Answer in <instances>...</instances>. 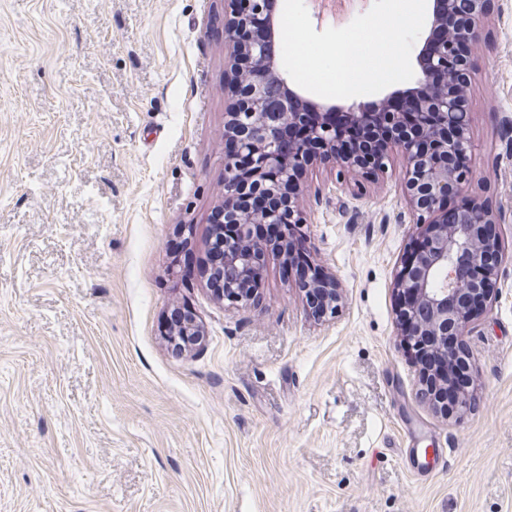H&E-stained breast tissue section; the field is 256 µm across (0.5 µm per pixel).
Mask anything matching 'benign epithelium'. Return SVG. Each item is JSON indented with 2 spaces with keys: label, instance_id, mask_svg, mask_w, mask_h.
<instances>
[{
  "label": "benign epithelium",
  "instance_id": "benign-epithelium-1",
  "mask_svg": "<svg viewBox=\"0 0 512 512\" xmlns=\"http://www.w3.org/2000/svg\"><path fill=\"white\" fill-rule=\"evenodd\" d=\"M230 18L224 37L232 47V78L228 89L233 100L224 120V157L230 176L224 183L225 222L238 230L247 246H224V263L210 269V279H221L224 268L235 267L239 278L224 282L221 299L245 303L255 289H248L243 278L261 279L267 250L285 258L288 231L269 246L252 244L255 224L301 223L296 198L284 205L253 212L244 201L248 192L275 197L290 183L300 185L303 169L319 159L339 166V174L350 170L374 177L385 169L391 153L399 151L406 162V200L416 214L418 233L408 250L412 260L400 262L394 288L410 301L397 307L398 323L404 340L411 338L443 355L448 362V379L470 377L471 353L463 336L487 311L498 280L500 247L490 228L496 224L490 210L469 198L464 190L467 174L456 167L459 155H471L467 114L461 112L464 100L448 93V82L468 71L472 50L483 40L485 0H467L465 18L455 9L456 0H433L432 19L424 32V50L419 59L420 76L401 96L415 110L416 127L405 133L404 113L384 103L378 112L349 107L341 113L354 123L377 121L394 129L384 147L366 157L344 153L336 147V127L319 123L309 136L321 150L298 144L293 155L282 151L284 130L300 124L309 102L297 96L281 77L271 52L277 0H229ZM279 84V104L273 110L266 92L270 80ZM453 187L457 214L450 223L443 215L448 187ZM306 295L318 292L322 303L314 309L317 318L336 313L342 300L336 276L323 275L300 284ZM204 334L194 315H187L174 328L170 342L180 349L198 346ZM445 378L423 370L422 384L432 406L448 414V397L443 395Z\"/></svg>",
  "mask_w": 512,
  "mask_h": 512
}]
</instances>
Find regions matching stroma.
Listing matches in <instances>:
<instances>
[{
  "instance_id": "35a3bbf8",
  "label": "stroma",
  "mask_w": 512,
  "mask_h": 512,
  "mask_svg": "<svg viewBox=\"0 0 512 512\" xmlns=\"http://www.w3.org/2000/svg\"><path fill=\"white\" fill-rule=\"evenodd\" d=\"M226 10L0 0V512H512V0H488L466 89L502 263L447 418L399 334L401 154L304 172L332 318L275 254L245 305L172 263L175 241L205 256L224 202ZM176 307L200 347L169 343ZM299 288H302L303 292L307 295L308 299H310V303L312 305L311 295L314 290L318 292L322 297V303L319 307L314 309L312 306L315 315L317 318L324 319L328 316L336 314V310L342 300L341 288L339 287L338 281L336 280V276L333 274H324L320 280H306L302 284L299 285Z\"/></svg>"
}]
</instances>
